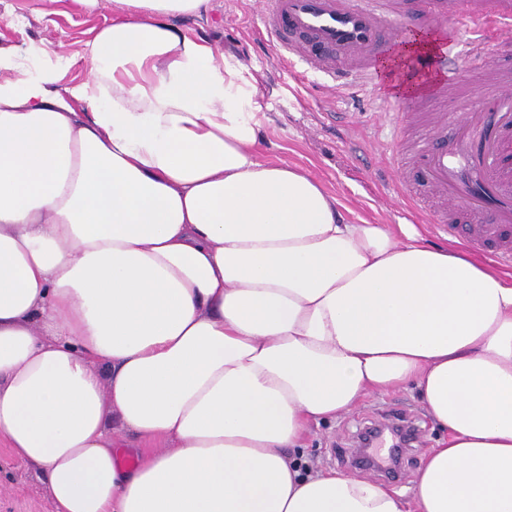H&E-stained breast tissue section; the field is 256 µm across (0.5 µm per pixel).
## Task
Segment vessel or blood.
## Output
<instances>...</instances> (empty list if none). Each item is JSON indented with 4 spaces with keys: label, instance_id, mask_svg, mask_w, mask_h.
I'll list each match as a JSON object with an SVG mask.
<instances>
[{
    "label": "vessel or blood",
    "instance_id": "vessel-or-blood-1",
    "mask_svg": "<svg viewBox=\"0 0 512 512\" xmlns=\"http://www.w3.org/2000/svg\"><path fill=\"white\" fill-rule=\"evenodd\" d=\"M416 0L403 12L386 0H259L262 29L282 59L330 81L336 90L372 82L371 63L412 20ZM432 15L458 29L435 64L440 74L403 113L393 141L416 140L393 168L404 190L418 185L414 210L438 234L463 232L494 261L512 264V0H429ZM463 87L451 110L430 111L449 90Z\"/></svg>",
    "mask_w": 512,
    "mask_h": 512
}]
</instances>
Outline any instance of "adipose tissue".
<instances>
[{"mask_svg":"<svg viewBox=\"0 0 512 512\" xmlns=\"http://www.w3.org/2000/svg\"><path fill=\"white\" fill-rule=\"evenodd\" d=\"M113 2L68 86L0 49V441L56 512H512V274L263 157L174 24L209 0ZM407 387L443 431L408 489L308 471L312 425Z\"/></svg>","mask_w":512,"mask_h":512,"instance_id":"obj_1","label":"adipose tissue"}]
</instances>
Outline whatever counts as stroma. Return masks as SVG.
<instances>
[{
  "label": "stroma",
  "instance_id": "35a3bbf8",
  "mask_svg": "<svg viewBox=\"0 0 512 512\" xmlns=\"http://www.w3.org/2000/svg\"><path fill=\"white\" fill-rule=\"evenodd\" d=\"M0 14L10 18L0 24V48L66 52L70 66L62 81L68 84L84 77L86 45L99 27L111 21L112 0H100L90 12L75 9L71 0H0ZM175 24L210 41L240 68L252 89L265 157L309 168L347 208L351 222L417 224L429 243L447 245V238L436 235L422 216L387 190L383 171L387 127L408 103L407 95L399 91L397 72L382 69L395 43H388L373 61L378 86L386 95L379 109L370 92L330 93L320 79L303 75L278 58L276 48L261 33L254 0H209L206 12L178 18ZM386 410L421 418V444L404 467L405 475H412L429 449L436 447L439 433L410 391L369 397L353 411L313 427L304 451L308 465L351 474L347 458L359 429ZM0 512H54L42 474L2 443Z\"/></svg>",
  "mask_w": 512,
  "mask_h": 512
}]
</instances>
